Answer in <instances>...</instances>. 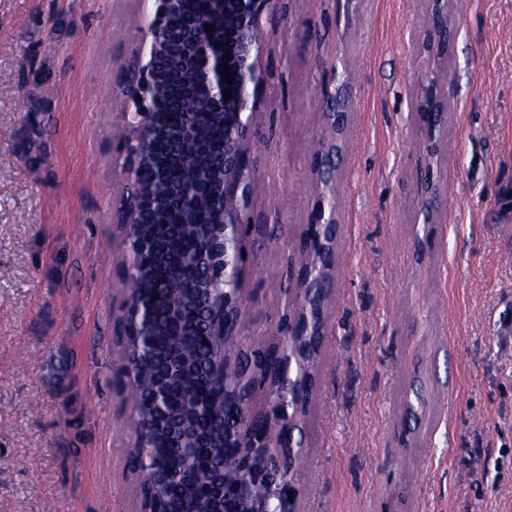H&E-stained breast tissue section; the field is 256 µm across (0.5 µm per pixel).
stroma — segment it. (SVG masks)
Wrapping results in <instances>:
<instances>
[{
  "instance_id": "1",
  "label": "stroma",
  "mask_w": 512,
  "mask_h": 512,
  "mask_svg": "<svg viewBox=\"0 0 512 512\" xmlns=\"http://www.w3.org/2000/svg\"><path fill=\"white\" fill-rule=\"evenodd\" d=\"M155 9L0 0V512H138L114 131ZM427 9L277 0L262 19L260 342L280 336L304 224L331 201L341 221L304 512H512V0H448L443 50ZM442 72L453 109L430 158L414 101ZM329 94L349 106L331 190L313 173Z\"/></svg>"
}]
</instances>
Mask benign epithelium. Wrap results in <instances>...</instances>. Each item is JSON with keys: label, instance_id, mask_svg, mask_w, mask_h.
<instances>
[{"label": "benign epithelium", "instance_id": "benign-epithelium-1", "mask_svg": "<svg viewBox=\"0 0 512 512\" xmlns=\"http://www.w3.org/2000/svg\"><path fill=\"white\" fill-rule=\"evenodd\" d=\"M157 8L145 31L148 50H138L130 75L132 112L122 113L123 126L119 143L124 149L125 163L120 183L117 228L122 246V277L144 276L147 268L141 255L149 250L139 228L147 210L144 187L141 186L143 160L152 152V139L163 127V113L155 103V86L161 70L171 60V49L179 47L178 67L187 76L185 93L192 97L204 95L215 112L223 118L224 151L213 177L220 183L217 198L199 194L208 204L217 207L218 221L205 227L201 246L177 260L179 265L196 268L200 276L196 282L195 300L173 297L170 303V335H179V328L189 311L198 314L200 334L209 346L208 360L199 367L180 354L170 361L172 383L181 384L188 378L203 375L220 382L219 395L224 404H234L235 420L224 424V447L233 448L242 464L245 476L231 483L224 476L223 452L215 454L214 478L202 495H197L193 512H229L221 504H236L235 512H272V499L285 505V512H299L301 488L291 481L295 456L307 452L305 424L308 408L317 387V372L321 356V339L327 323L331 289L320 288L311 280L309 271L316 267L332 281L335 242L339 228L336 209L325 212L319 208L312 224L305 228L319 229L317 241L308 232L300 234L297 270L293 287L287 290L293 312L288 318V331L272 346L283 359L285 373L269 377L263 382L269 397L262 408L256 403L242 401L227 386L226 375L234 364L224 347L231 340L251 337L249 329L250 297L245 288L249 272L248 258L252 237L264 225L257 222L252 210L256 188V170L251 158L249 131L262 104L261 90L266 84L261 65V41L258 32L263 17L274 7L276 0H219L224 24V43H217L206 28L189 38L181 37L170 28V16L177 12L180 0H156ZM233 73L232 84L226 83L223 64ZM421 99L418 113L423 131L432 141L443 131L446 116L442 102L446 96L440 82H420ZM229 91L231 98L224 99ZM348 112L336 105L329 113L328 132L321 136L316 152L314 171L321 184L332 183L323 164H336V130H344ZM176 154H201L204 141L193 113H185L181 126L168 132ZM154 308L142 298L124 297L118 326L124 363L121 372L134 378L142 362L149 359L154 349ZM299 368L291 377L292 360ZM218 406L204 404L185 391L180 417L167 428L173 447L180 449L184 465L177 473L161 472L149 478L156 469L155 428L147 420L134 417L135 437L132 447L140 449L139 464L142 480L138 489L139 512H160L148 506L146 498H166L167 485L178 489L198 490L196 471L192 466L196 449L203 442L194 414L205 411L216 413Z\"/></svg>", "mask_w": 512, "mask_h": 512}]
</instances>
